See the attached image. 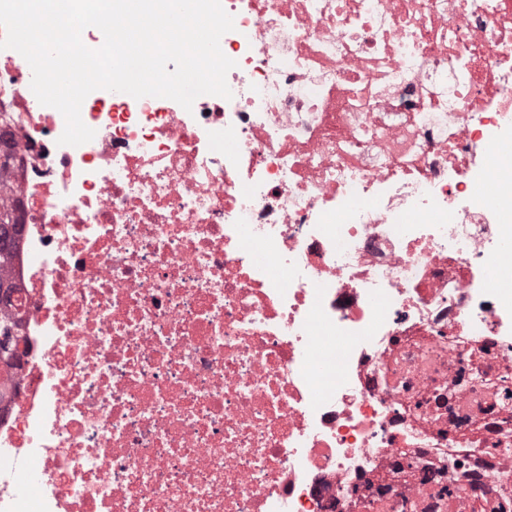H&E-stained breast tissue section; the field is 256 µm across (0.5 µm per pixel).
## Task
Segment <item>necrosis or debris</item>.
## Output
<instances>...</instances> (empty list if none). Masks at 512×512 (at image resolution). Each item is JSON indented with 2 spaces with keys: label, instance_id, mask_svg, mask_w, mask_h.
<instances>
[{
  "label": "necrosis or debris",
  "instance_id": "necrosis-or-debris-1",
  "mask_svg": "<svg viewBox=\"0 0 512 512\" xmlns=\"http://www.w3.org/2000/svg\"><path fill=\"white\" fill-rule=\"evenodd\" d=\"M222 5L78 146L0 49V512H512V0Z\"/></svg>",
  "mask_w": 512,
  "mask_h": 512
}]
</instances>
